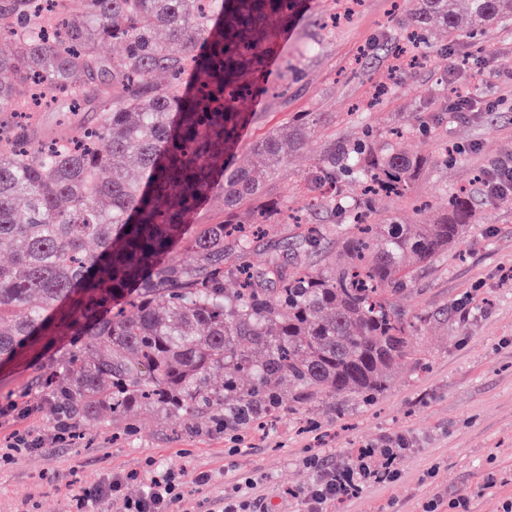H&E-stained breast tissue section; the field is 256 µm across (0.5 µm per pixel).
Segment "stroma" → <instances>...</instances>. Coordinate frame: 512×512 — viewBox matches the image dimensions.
<instances>
[{"label": "stroma", "instance_id": "1", "mask_svg": "<svg viewBox=\"0 0 512 512\" xmlns=\"http://www.w3.org/2000/svg\"><path fill=\"white\" fill-rule=\"evenodd\" d=\"M414 8L415 0H312L281 37V52L269 65L271 82L287 83L288 96L252 100L254 118L241 134L237 161L259 176L266 197L301 217L253 238L248 260L256 269L272 254L293 267L305 224L327 230L321 247L304 257L307 263L320 267L335 259L340 244L333 227L340 215L329 203L312 208L305 200L329 199L337 188L357 198L363 186L346 178L321 182L328 143L349 147L366 135L382 139L398 129L406 131L410 151L429 158L406 194L379 202L377 219L428 224L450 192L470 191L476 218L469 234L448 253L417 265L408 291L394 299L423 328L413 345L427 371L403 366L371 402L325 397L281 410L272 423L246 432L238 453L234 431L196 428L152 410L140 412L132 432L108 415L75 418L64 443L51 437L48 409L0 418V448L16 431L44 441L41 449L14 453L0 464V512H70L72 496L115 472L128 474L124 492L137 497L143 485L135 474L148 459L182 472L185 512H211L232 475L258 479L264 512H303L301 495L314 480L307 457L341 465L356 449L399 436L406 441L399 478L367 487L331 512H421L430 500L435 512H454L458 501L467 512H502L503 502L512 501V280L502 277L512 267V202L486 198L478 183L493 162L512 159V78L498 72L512 66V20L490 28L478 49L465 35L437 33L436 56L409 65L398 59L396 47ZM452 60L461 69L449 71ZM452 84L471 88L476 100L495 103V110L449 122ZM301 112H322L327 120L271 175L249 147ZM82 344L80 337L61 336L0 361V401L35 395L37 376ZM200 472L209 476L202 486L194 481ZM490 479L492 492L481 494Z\"/></svg>", "mask_w": 512, "mask_h": 512}]
</instances>
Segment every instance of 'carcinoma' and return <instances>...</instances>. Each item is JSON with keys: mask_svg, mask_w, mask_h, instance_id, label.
Instances as JSON below:
<instances>
[{"mask_svg": "<svg viewBox=\"0 0 512 512\" xmlns=\"http://www.w3.org/2000/svg\"><path fill=\"white\" fill-rule=\"evenodd\" d=\"M309 0H0V56L13 81L0 84V359L37 338L83 336V348L41 374L42 395L76 415L134 429L154 409L248 429L263 415L319 396L374 400L407 362L421 327L392 298L408 290L414 265L459 243L474 219L462 193L448 196L432 224L370 221L380 196L403 195L429 159L399 141L370 139L323 156L366 184L368 196L336 199L347 223L334 228L341 250L325 267L287 271L275 257L260 272L224 260V241L250 248L249 224L279 223L283 206L255 204L262 185L229 155L253 115L244 102L288 86L270 85L266 67ZM55 10L48 33L39 10ZM512 18V0H418L415 47L431 49L433 23L453 38L458 22L478 39ZM165 39L156 38L157 27ZM118 41L123 52L98 47ZM163 71L157 88L151 75ZM34 105L68 102L65 118L86 101L100 119L74 124L64 142L36 137L18 120V104L37 86ZM322 123V113L271 128L252 143L275 173ZM138 160L145 178L126 175ZM224 223L189 221L216 188ZM306 228L304 251L324 238ZM92 241L96 249L88 251ZM186 243L193 266L169 258ZM238 280L233 293L224 280ZM224 372L218 385L211 377Z\"/></svg>", "mask_w": 512, "mask_h": 512, "instance_id": "1", "label": "carcinoma"}]
</instances>
